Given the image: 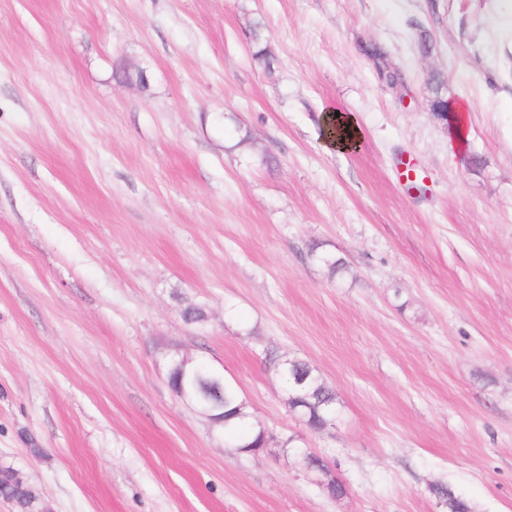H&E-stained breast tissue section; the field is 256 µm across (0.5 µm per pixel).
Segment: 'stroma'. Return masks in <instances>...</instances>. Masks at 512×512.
<instances>
[{"instance_id":"1","label":"stroma","mask_w":512,"mask_h":512,"mask_svg":"<svg viewBox=\"0 0 512 512\" xmlns=\"http://www.w3.org/2000/svg\"><path fill=\"white\" fill-rule=\"evenodd\" d=\"M175 349L265 448L172 390ZM273 356L335 390L333 426ZM0 466L51 512H441L440 480L512 512V0H0ZM349 125L348 131L350 136H339V128H345ZM321 131L324 142L337 152H345L351 149L359 137V129L353 119L339 113V117L335 116L333 110L327 111L321 115ZM278 366L284 372L288 370L291 387L288 407L291 411L305 415L313 427H318L324 419L335 415L336 393L314 367L299 360H284ZM295 380L302 382V385H295Z\"/></svg>"}]
</instances>
